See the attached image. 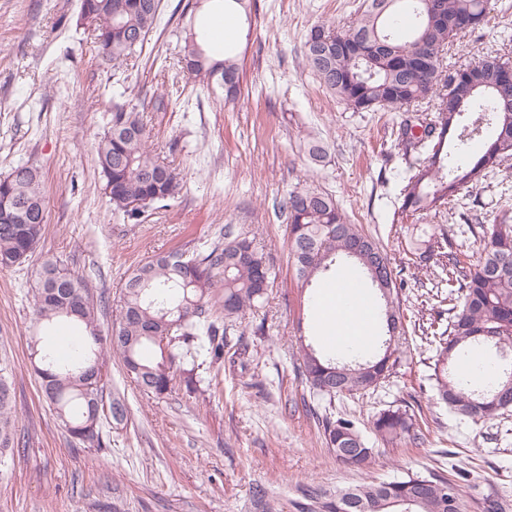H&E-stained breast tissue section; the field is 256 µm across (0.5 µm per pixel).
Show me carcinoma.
<instances>
[{
  "label": "carcinoma",
  "mask_w": 512,
  "mask_h": 512,
  "mask_svg": "<svg viewBox=\"0 0 512 512\" xmlns=\"http://www.w3.org/2000/svg\"><path fill=\"white\" fill-rule=\"evenodd\" d=\"M365 10L338 29L331 21L314 25L307 35L304 63L332 97L354 112L378 108L401 113L394 147L409 161L402 188L401 218L437 211L461 190L478 184L489 172L512 158V106L460 79L452 92L440 87L445 49L452 46L465 56L464 74L488 76L496 61L512 64V51L474 53L464 38L475 29L448 28L459 19H477L484 25L489 0H366ZM160 0H81V19L105 20L95 29L99 54L122 63L136 43L159 21ZM371 50L382 44L386 53L355 62L349 46ZM183 60L188 70L233 102L240 91V66L235 56L213 59L207 37L191 30L184 39ZM427 103L431 112L415 113ZM143 113L116 104L107 131L98 139L96 163L112 211L140 220L150 209L168 206L180 195L182 180L147 146ZM12 199L31 224L0 223V270L28 262L45 230L39 218L46 213L42 174L38 167L20 164L0 177V202ZM290 228V247L296 276L311 284L342 266L356 270L380 301L383 325L392 315L404 317L395 302L397 279L382 246L353 224L336 199L323 192L294 190L281 206ZM480 228L476 255L434 252L441 244L434 234L414 243L411 254L420 261L437 255L436 264L448 272V304L453 318L448 335L439 336L432 380L439 399L449 409L488 422L512 411V369L498 365L489 382L466 378V366L475 350H486L499 362L498 343L512 344V212L502 211L490 225L478 216H465ZM65 267L47 259L31 286L35 331L30 337L31 360L40 379V391L54 408L68 434L82 445L104 448V424L126 419L124 399L104 404L107 358L116 354L125 373L141 390L162 396L173 387L175 368L187 370V388L194 372L215 371L220 388L224 359L239 350H226V324L246 310L261 305L267 289L262 276H271L266 253L254 240L224 226L219 240L187 256L183 252L158 254L129 276L122 298L121 317L110 335H101L97 307L84 281L75 274L57 282ZM59 322L81 333L76 355L62 359L43 343ZM400 337L384 335L369 343L358 357L346 360L300 343L299 374L319 399L365 392L386 378L396 360ZM323 443L336 458L353 467L369 463L370 440L348 415L317 416ZM15 413L7 366L0 364V463L14 452ZM427 420L407 411L387 409L374 415L370 432L386 442L424 439ZM465 473L408 472L390 481H363L333 491L305 484L293 500L296 512H465L460 479ZM481 512H506V500L486 494L478 500Z\"/></svg>",
  "instance_id": "carcinoma-1"
}]
</instances>
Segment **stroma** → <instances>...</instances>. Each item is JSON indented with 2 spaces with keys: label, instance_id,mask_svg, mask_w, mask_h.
Listing matches in <instances>:
<instances>
[{
  "label": "stroma",
  "instance_id": "35a3bbf8",
  "mask_svg": "<svg viewBox=\"0 0 512 512\" xmlns=\"http://www.w3.org/2000/svg\"><path fill=\"white\" fill-rule=\"evenodd\" d=\"M161 0L160 21L129 65L103 59L80 0H0V177L20 163L40 168L47 224L29 262L0 271V362L12 369L17 417L13 459L0 467V512H295L296 489L333 490L407 472L450 471L512 503V412L476 424L439 401L429 379L435 349L422 331L406 335L383 382L355 396L313 399L297 371L300 340L318 333L313 289L293 268L288 224L278 208L307 187L331 194L353 223L373 235L397 277L408 321L448 325V277L410 264L409 244L442 230L454 250L472 252L461 214L493 221L512 209V179L493 171L453 208L403 220L406 164L394 149L398 113L354 112L329 96L302 59L306 36L329 20L351 21L363 0H229L236 36L224 44L243 65L241 98L224 103L179 61L186 31L202 28L212 0ZM512 41V0H491L488 22L465 42L488 51ZM144 115L151 144L179 174L170 206L131 224L115 214L96 166V144L114 104ZM325 148L312 162L308 140ZM247 233L270 257L273 283L263 308L226 333L249 347L246 372L225 371L223 389L189 391L175 378L157 397L107 363L105 398L124 396L127 418L105 448L73 440L43 401L30 362L29 288L40 264L63 260L83 276L107 333L120 318L129 274L155 255L192 253L224 225ZM426 415L424 442L373 440L370 465L348 466L329 452L315 413L351 415L361 428L385 409Z\"/></svg>",
  "mask_w": 512,
  "mask_h": 512
}]
</instances>
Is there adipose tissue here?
<instances>
[{"mask_svg": "<svg viewBox=\"0 0 512 512\" xmlns=\"http://www.w3.org/2000/svg\"><path fill=\"white\" fill-rule=\"evenodd\" d=\"M320 330L330 349L349 353L362 347L376 330L377 317L365 289L349 290L330 284L317 296Z\"/></svg>", "mask_w": 512, "mask_h": 512, "instance_id": "ef3b65f1", "label": "adipose tissue"}]
</instances>
